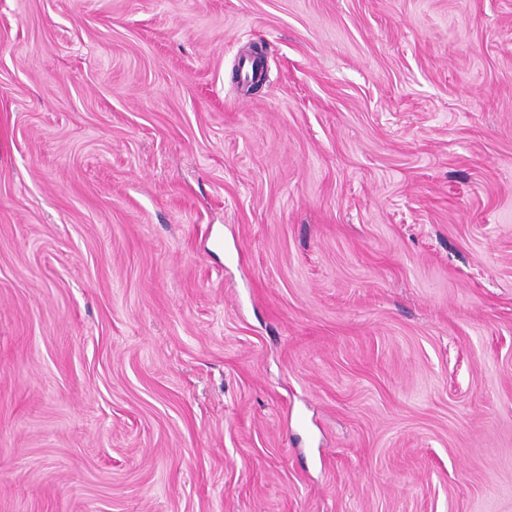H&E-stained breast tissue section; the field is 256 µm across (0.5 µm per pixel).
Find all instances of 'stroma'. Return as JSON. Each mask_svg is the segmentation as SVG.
<instances>
[{
	"instance_id": "stroma-1",
	"label": "stroma",
	"mask_w": 512,
	"mask_h": 512,
	"mask_svg": "<svg viewBox=\"0 0 512 512\" xmlns=\"http://www.w3.org/2000/svg\"><path fill=\"white\" fill-rule=\"evenodd\" d=\"M0 512H512V0H0Z\"/></svg>"
}]
</instances>
